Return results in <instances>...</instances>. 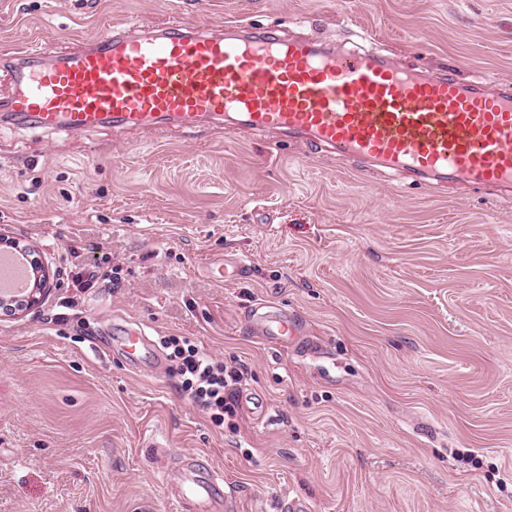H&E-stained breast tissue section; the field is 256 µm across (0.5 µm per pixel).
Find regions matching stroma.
<instances>
[{"mask_svg": "<svg viewBox=\"0 0 512 512\" xmlns=\"http://www.w3.org/2000/svg\"><path fill=\"white\" fill-rule=\"evenodd\" d=\"M357 34L435 74L512 85V0H0V56L137 17ZM0 233L50 272L0 312V512H176L181 459L238 512H512V201L239 131L0 129ZM246 273L210 278L218 258ZM117 270L78 288L77 267ZM275 303L309 332L246 326ZM245 365L234 429L168 369L105 352L116 326Z\"/></svg>", "mask_w": 512, "mask_h": 512, "instance_id": "stroma-1", "label": "stroma"}]
</instances>
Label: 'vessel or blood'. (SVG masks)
I'll list each match as a JSON object with an SVG mask.
<instances>
[{"mask_svg": "<svg viewBox=\"0 0 512 512\" xmlns=\"http://www.w3.org/2000/svg\"><path fill=\"white\" fill-rule=\"evenodd\" d=\"M8 123L51 132L204 127L288 135L366 160L419 184L452 181L512 192V92L491 91L365 49L339 51L278 27L211 29L172 19L126 22L67 49L0 58ZM262 340L287 346L294 318L263 304L249 315ZM116 342L147 370L159 362L144 329ZM182 512L201 502L235 512L217 472L183 466Z\"/></svg>", "mask_w": 512, "mask_h": 512, "instance_id": "b4317fda", "label": "vessel or blood"}]
</instances>
